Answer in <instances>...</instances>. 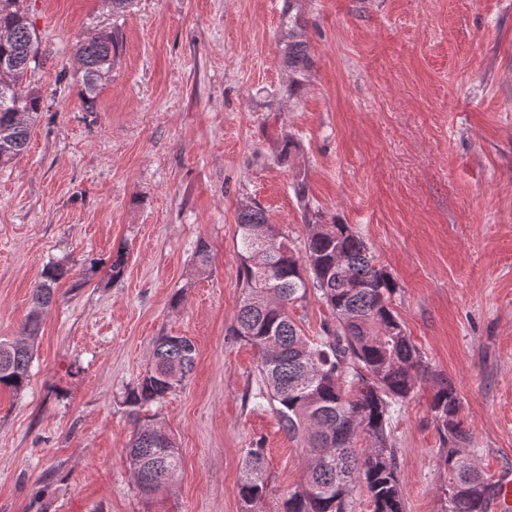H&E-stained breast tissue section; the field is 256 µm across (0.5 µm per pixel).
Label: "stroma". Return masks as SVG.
<instances>
[{"label":"stroma","instance_id":"1","mask_svg":"<svg viewBox=\"0 0 512 512\" xmlns=\"http://www.w3.org/2000/svg\"><path fill=\"white\" fill-rule=\"evenodd\" d=\"M26 5L42 109L0 167V340L48 263L69 272L28 385L0 391V512H242L258 444L277 512L306 459L259 394L260 353L232 334L246 202L298 249L305 208L350 225L393 277L391 307L430 370L390 408L405 512L444 510L438 379L461 400L463 455L493 483L512 475V0H299L313 65L292 96L285 0H133L121 16L111 0ZM98 31L118 33L119 55L87 101L76 54ZM289 312L311 340L334 322L313 292ZM163 335L193 341L194 370L134 411L123 397ZM142 423L181 455L149 498L125 454Z\"/></svg>","mask_w":512,"mask_h":512}]
</instances>
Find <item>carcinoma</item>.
<instances>
[{
    "label": "carcinoma",
    "instance_id": "obj_1",
    "mask_svg": "<svg viewBox=\"0 0 512 512\" xmlns=\"http://www.w3.org/2000/svg\"><path fill=\"white\" fill-rule=\"evenodd\" d=\"M297 0L282 15L280 53L293 79L302 84L313 61ZM119 50L117 33H90L78 49L81 95L95 97L110 78ZM38 56L37 37L24 0H0V166L10 164L29 143L30 128L41 111V96L23 89L30 63ZM303 251L290 246L268 222L257 203L238 213L241 297L233 333L260 350L258 366L267 399L281 428L302 441L306 469L277 512H352V493L367 488L372 512H405L404 481L389 440L390 405L408 397L426 374L422 357L390 307L395 283L378 266L365 242L347 224L306 218ZM195 272H208L212 256L201 244ZM61 262L49 263L32 292V310L22 336L0 341V389L19 392L30 378L32 349L41 317L55 301L57 282L67 274ZM314 291L336 317L334 328L312 342L288 313L295 301ZM196 347L186 336H160L149 368L125 397L133 407L163 399L194 367ZM431 409L443 440L448 468L444 512H488L496 487L478 464L460 453L467 440L459 417L460 401L447 380L438 383ZM126 456L133 480L146 497L154 485L167 487L181 465L179 448L159 426L138 428ZM269 493L265 449L247 450L239 494L243 512H262Z\"/></svg>",
    "mask_w": 512,
    "mask_h": 512
}]
</instances>
